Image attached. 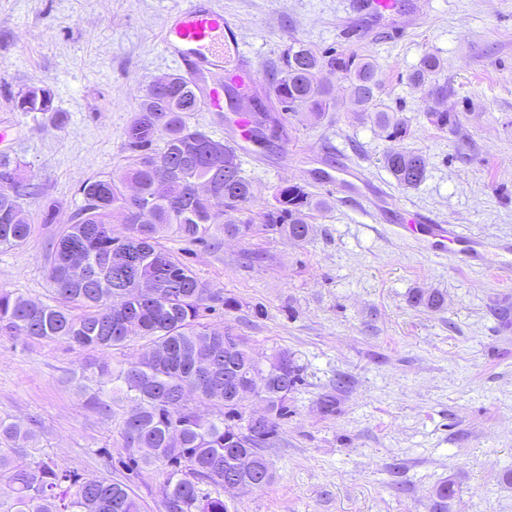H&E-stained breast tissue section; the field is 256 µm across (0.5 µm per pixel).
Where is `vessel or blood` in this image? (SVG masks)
<instances>
[{"label": "vessel or blood", "mask_w": 512, "mask_h": 512, "mask_svg": "<svg viewBox=\"0 0 512 512\" xmlns=\"http://www.w3.org/2000/svg\"><path fill=\"white\" fill-rule=\"evenodd\" d=\"M234 29L233 19L217 7L215 0H180L162 27L161 47L179 64L185 77L195 81L202 71L214 74V81L199 91L202 106L209 111L222 107L225 55L240 51ZM409 229L431 234L439 252L452 249L466 260L477 253L476 240L456 225L437 224L421 214L412 219Z\"/></svg>", "instance_id": "vessel-or-blood-1"}]
</instances>
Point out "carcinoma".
I'll list each match as a JSON object with an SVG mask.
<instances>
[{
    "instance_id": "1",
    "label": "carcinoma",
    "mask_w": 512,
    "mask_h": 512,
    "mask_svg": "<svg viewBox=\"0 0 512 512\" xmlns=\"http://www.w3.org/2000/svg\"><path fill=\"white\" fill-rule=\"evenodd\" d=\"M443 68L433 54L423 57L411 81L427 85ZM336 72L349 83L358 107L389 139L406 136L405 122L382 107L383 78L378 66L356 53L319 51L299 40L288 45L272 69L274 104L253 89L229 80L224 85L230 109L240 101L246 113L245 139L262 148L286 134L287 117L308 112L319 120L334 100L324 73ZM50 91L32 88L19 96L22 112H47ZM201 103L180 74L153 81L125 131L128 162L121 169L87 179L78 189L81 203L62 227L45 257L49 301L33 302L0 290V332L37 340H63L81 348L108 350L136 339L148 350L131 363L100 366L110 387L95 397L102 410L128 401L120 436L130 461L158 466L166 478L159 488L167 512H226L224 499L202 492L201 484L224 485L241 480L263 487L273 478L262 450L288 418L291 393L302 382L301 367L286 351L260 366L246 339L231 331L216 332L201 322L213 304L239 309L232 297L212 291L177 254L165 245L171 238L218 247L213 226L220 219L224 236L246 238L255 225L244 218L262 194L244 173L239 145L219 141L192 123ZM385 168L397 184L418 187L426 164L420 154L393 151ZM20 163L3 153L0 174L12 188H0V250H20L33 225L24 200L34 187L21 178ZM263 214L261 230L295 242L309 236L310 214L326 207L306 187L278 188ZM123 226L118 233L114 225ZM88 263L89 274L74 279L75 258ZM414 306L440 309L444 295L417 290ZM264 379L260 401L270 429L243 432V410L224 403V386ZM192 392L202 402H218L224 412L201 420L185 401ZM34 433L0 419V474L8 475V496H0V512H142L127 486L106 477L85 478L56 463L35 462L28 448ZM253 466L240 468V456Z\"/></svg>"
}]
</instances>
